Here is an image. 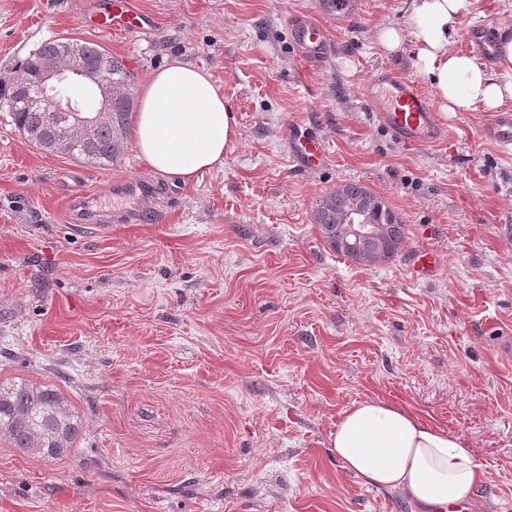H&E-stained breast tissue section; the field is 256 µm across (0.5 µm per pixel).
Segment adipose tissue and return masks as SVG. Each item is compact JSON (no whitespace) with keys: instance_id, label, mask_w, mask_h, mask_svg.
Wrapping results in <instances>:
<instances>
[{"instance_id":"adipose-tissue-1","label":"adipose tissue","mask_w":512,"mask_h":512,"mask_svg":"<svg viewBox=\"0 0 512 512\" xmlns=\"http://www.w3.org/2000/svg\"><path fill=\"white\" fill-rule=\"evenodd\" d=\"M469 0H410L406 22L381 27L376 40L397 52L407 36L443 112L496 109L512 100V28L496 34L497 69L450 50ZM238 135L235 113L203 69L181 60L155 69L140 93L134 138L144 162L172 181L189 182L215 164ZM331 444L344 468L367 484L400 491L421 512L472 501L485 472L473 449L434 421L381 400L353 404L339 417Z\"/></svg>"}]
</instances>
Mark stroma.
Segmentation results:
<instances>
[{
    "label": "stroma",
    "mask_w": 512,
    "mask_h": 512,
    "mask_svg": "<svg viewBox=\"0 0 512 512\" xmlns=\"http://www.w3.org/2000/svg\"><path fill=\"white\" fill-rule=\"evenodd\" d=\"M146 36L85 25L87 0H0V86L49 39L100 45L141 88L178 58L208 70L237 116L222 164L158 179L159 224L99 233L69 197L111 209L115 183L153 177L136 147L101 168L47 152L0 109V381L56 386L82 432L42 459L0 434V512H419L345 470L330 436L353 403L400 404L463 438L485 467L470 512H512V144L491 112L442 115L450 136L398 143L364 91L390 67L423 93L413 40L376 32L405 0H362L328 25L329 57L301 56L292 19L317 0H132ZM512 27V0H470L450 48ZM312 130L322 167H297L288 134ZM357 182L402 217L407 245L365 267L336 254L315 199ZM422 250L439 267L410 271ZM487 135L492 139L510 144L512 142V113L501 112L496 115L487 128Z\"/></svg>",
    "instance_id": "stroma-1"
}]
</instances>
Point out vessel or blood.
<instances>
[{
	"label": "vessel or blood",
	"mask_w": 512,
	"mask_h": 512,
	"mask_svg": "<svg viewBox=\"0 0 512 512\" xmlns=\"http://www.w3.org/2000/svg\"><path fill=\"white\" fill-rule=\"evenodd\" d=\"M319 8L326 18L337 25L349 24L356 19L360 8L358 0H319ZM88 22L98 29L136 34H147L150 21L136 10L131 0H93L86 15ZM297 46L311 59L319 60L328 52L325 26L319 22L292 23ZM365 102L373 124L385 130L399 143L413 147H428L447 136L431 100L421 93L413 81L400 76L389 68H378L365 90ZM490 138L512 142V113L495 116L487 128ZM291 148L301 167L311 168L321 164L326 156L323 142L311 132H299L291 140ZM116 195L127 200V207L105 212L94 209L87 197L79 195L69 200L72 220L105 233L116 224H142L158 219L160 211L157 188L145 178L129 180L115 189Z\"/></svg>",
	"instance_id": "b4317fda"
}]
</instances>
